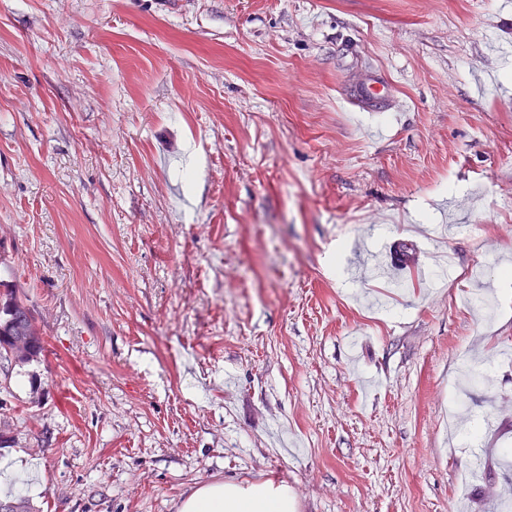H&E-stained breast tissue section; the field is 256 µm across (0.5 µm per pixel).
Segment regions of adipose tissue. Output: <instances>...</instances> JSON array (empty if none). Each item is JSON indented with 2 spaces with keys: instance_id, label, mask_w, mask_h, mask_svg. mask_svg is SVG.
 I'll use <instances>...</instances> for the list:
<instances>
[{
  "instance_id": "1",
  "label": "adipose tissue",
  "mask_w": 512,
  "mask_h": 512,
  "mask_svg": "<svg viewBox=\"0 0 512 512\" xmlns=\"http://www.w3.org/2000/svg\"><path fill=\"white\" fill-rule=\"evenodd\" d=\"M290 497L284 486L214 482L192 490L182 501L180 512H289Z\"/></svg>"
}]
</instances>
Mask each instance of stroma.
Returning <instances> with one entry per match:
<instances>
[{
  "label": "stroma",
  "mask_w": 512,
  "mask_h": 512,
  "mask_svg": "<svg viewBox=\"0 0 512 512\" xmlns=\"http://www.w3.org/2000/svg\"><path fill=\"white\" fill-rule=\"evenodd\" d=\"M374 73L389 111L346 99ZM506 266L512 0H0V278L45 339L0 366V459L32 512L272 474L292 512H501Z\"/></svg>",
  "instance_id": "obj_1"
}]
</instances>
